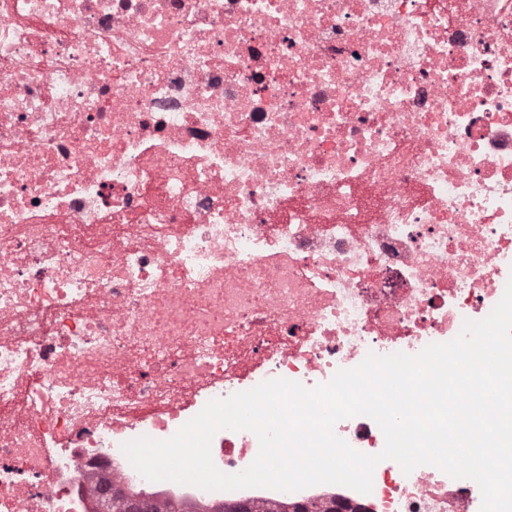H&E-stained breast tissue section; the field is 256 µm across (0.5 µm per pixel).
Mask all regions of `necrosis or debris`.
Masks as SVG:
<instances>
[{
  "label": "necrosis or debris",
  "mask_w": 512,
  "mask_h": 512,
  "mask_svg": "<svg viewBox=\"0 0 512 512\" xmlns=\"http://www.w3.org/2000/svg\"><path fill=\"white\" fill-rule=\"evenodd\" d=\"M511 279L512 0H0V512H480L432 465L206 491L122 446L449 342Z\"/></svg>",
  "instance_id": "obj_1"
}]
</instances>
